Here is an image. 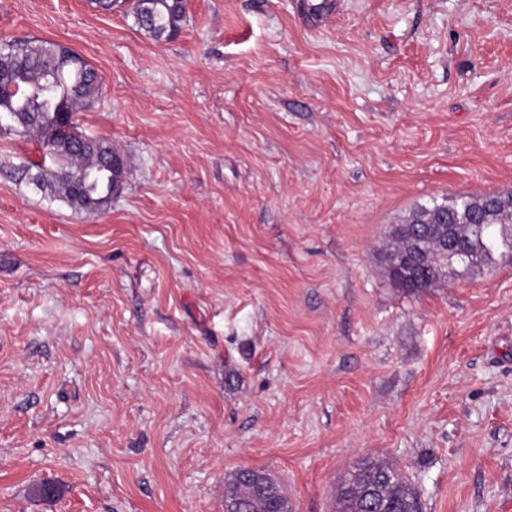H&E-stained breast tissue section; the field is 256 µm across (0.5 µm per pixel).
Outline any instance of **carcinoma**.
<instances>
[{"label": "carcinoma", "instance_id": "cac0c4a2", "mask_svg": "<svg viewBox=\"0 0 512 512\" xmlns=\"http://www.w3.org/2000/svg\"><path fill=\"white\" fill-rule=\"evenodd\" d=\"M110 11L130 4L126 13L156 41L169 40L181 29L186 0H90ZM101 75L80 55L60 44L24 40L0 45V115L16 117L19 133L33 135L41 147L56 135L53 167L36 165V184L70 206L95 212L109 203L120 184L124 161L103 138L78 130L75 115L90 107L102 87ZM495 195H463L448 203V222L457 225L456 245L441 242L440 205L415 209L394 230L396 245L384 257L395 285L423 291L457 263L466 267L493 262L498 251L512 252V235L501 236L495 225L512 217L490 215ZM377 489L383 502L400 512H421L419 497L389 464L366 461L349 473L337 490L334 512H386L369 506L367 490ZM224 512H289L280 482L259 471H239L224 489Z\"/></svg>", "mask_w": 512, "mask_h": 512}]
</instances>
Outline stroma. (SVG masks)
<instances>
[{
  "label": "stroma",
  "mask_w": 512,
  "mask_h": 512,
  "mask_svg": "<svg viewBox=\"0 0 512 512\" xmlns=\"http://www.w3.org/2000/svg\"><path fill=\"white\" fill-rule=\"evenodd\" d=\"M314 2L186 0L155 41L0 0V42L102 75L77 124L125 160L87 213L0 130V512H224L243 468L333 512L368 459L512 512V262L409 294L383 259L418 206L512 193V0Z\"/></svg>",
  "instance_id": "35a3bbf8"
}]
</instances>
